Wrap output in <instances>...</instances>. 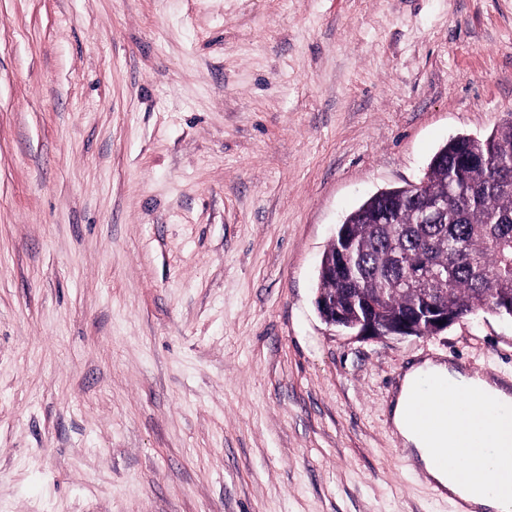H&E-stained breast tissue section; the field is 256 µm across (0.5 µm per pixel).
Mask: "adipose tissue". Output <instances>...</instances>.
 Returning <instances> with one entry per match:
<instances>
[{
	"label": "adipose tissue",
	"mask_w": 512,
	"mask_h": 512,
	"mask_svg": "<svg viewBox=\"0 0 512 512\" xmlns=\"http://www.w3.org/2000/svg\"><path fill=\"white\" fill-rule=\"evenodd\" d=\"M437 377L460 387L463 402L438 394L420 395L421 376ZM512 404V387L471 374L453 363L427 359L404 372L391 408V424L413 451L414 471L444 491L448 499L463 500L470 512H512V491L488 496L484 487L512 484V464L480 456L472 446L477 416L495 406ZM424 415H417V408ZM446 451V467L436 463L437 449Z\"/></svg>",
	"instance_id": "adipose-tissue-1"
}]
</instances>
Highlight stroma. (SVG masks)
<instances>
[{"label":"stroma","mask_w":512,"mask_h":512,"mask_svg":"<svg viewBox=\"0 0 512 512\" xmlns=\"http://www.w3.org/2000/svg\"><path fill=\"white\" fill-rule=\"evenodd\" d=\"M511 115L512 0H0V512H457L392 400L512 318L361 338L318 270Z\"/></svg>","instance_id":"stroma-1"}]
</instances>
